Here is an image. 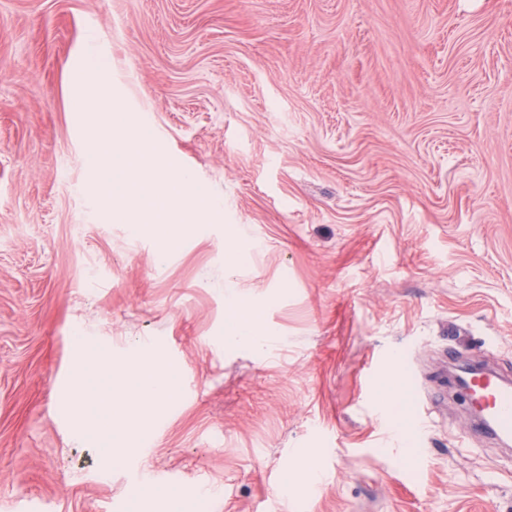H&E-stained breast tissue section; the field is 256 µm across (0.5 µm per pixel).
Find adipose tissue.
<instances>
[{"instance_id":"adipose-tissue-1","label":"adipose tissue","mask_w":512,"mask_h":512,"mask_svg":"<svg viewBox=\"0 0 512 512\" xmlns=\"http://www.w3.org/2000/svg\"><path fill=\"white\" fill-rule=\"evenodd\" d=\"M147 146L131 118H124L117 130L104 126L94 137L89 163L92 185L104 203L125 200L132 183L149 186L151 203L123 208L120 215L138 227L163 225L162 247L168 250L182 240L187 227L218 212L220 205L203 199L191 174L169 173L161 161L150 157ZM177 391L174 374H160L148 362L115 365L89 351L73 370L64 403L76 423L104 431V462L112 465L129 453L121 431L114 427L117 417L156 415Z\"/></svg>"}]
</instances>
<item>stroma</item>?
<instances>
[{"mask_svg": "<svg viewBox=\"0 0 512 512\" xmlns=\"http://www.w3.org/2000/svg\"><path fill=\"white\" fill-rule=\"evenodd\" d=\"M96 86L221 204L172 253L87 184ZM87 348L191 388L109 467ZM451 350L512 380V0H0V512H512ZM230 314L224 336L226 345H254L262 342V336L258 335V329L252 322L240 319L234 314V309Z\"/></svg>", "mask_w": 512, "mask_h": 512, "instance_id": "1", "label": "stroma"}]
</instances>
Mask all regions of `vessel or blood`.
Returning <instances> with one entry per match:
<instances>
[{
  "mask_svg": "<svg viewBox=\"0 0 512 512\" xmlns=\"http://www.w3.org/2000/svg\"><path fill=\"white\" fill-rule=\"evenodd\" d=\"M470 401L481 410L474 429L500 445L512 444V385L493 373H481L472 383Z\"/></svg>",
  "mask_w": 512,
  "mask_h": 512,
  "instance_id": "1",
  "label": "vessel or blood"
}]
</instances>
